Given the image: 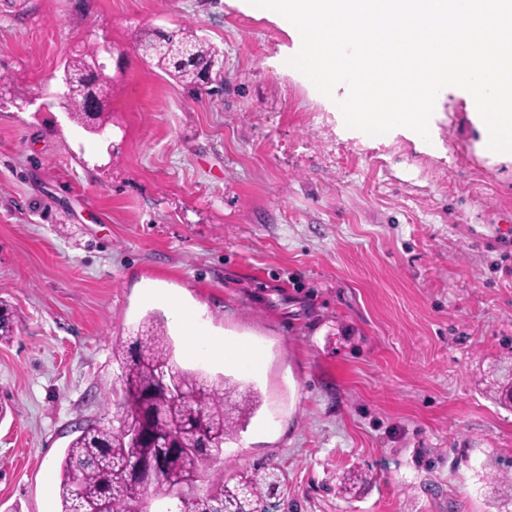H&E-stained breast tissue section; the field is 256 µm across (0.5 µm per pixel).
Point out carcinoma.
Instances as JSON below:
<instances>
[{"label":"carcinoma","instance_id":"carcinoma-1","mask_svg":"<svg viewBox=\"0 0 512 512\" xmlns=\"http://www.w3.org/2000/svg\"><path fill=\"white\" fill-rule=\"evenodd\" d=\"M141 36L137 48L167 75L192 89L210 83L220 52L191 27ZM64 71L104 83L96 73V46L71 53ZM70 118L80 126L101 128L110 115L90 114L85 83L66 89ZM15 325L7 305L0 306V342L13 337ZM120 366L119 385L112 387L115 415L77 430L60 464L61 512H132L147 500L176 498L177 512H263L280 484L272 467L243 472L230 482L211 481L206 496L192 492L224 444L247 425L253 405L239 407V386L226 378L210 380L177 368L161 316L148 315L129 346L112 348Z\"/></svg>","mask_w":512,"mask_h":512}]
</instances>
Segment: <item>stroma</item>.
<instances>
[{
    "instance_id": "1",
    "label": "stroma",
    "mask_w": 512,
    "mask_h": 512,
    "mask_svg": "<svg viewBox=\"0 0 512 512\" xmlns=\"http://www.w3.org/2000/svg\"><path fill=\"white\" fill-rule=\"evenodd\" d=\"M188 24L224 53L197 91L137 48ZM96 42L105 140L54 98ZM300 47L226 0H0V512H59L72 429L111 416L112 347L153 312L178 368L259 395L199 493L268 465L270 512H512V163L452 94L419 149L347 128Z\"/></svg>"
}]
</instances>
